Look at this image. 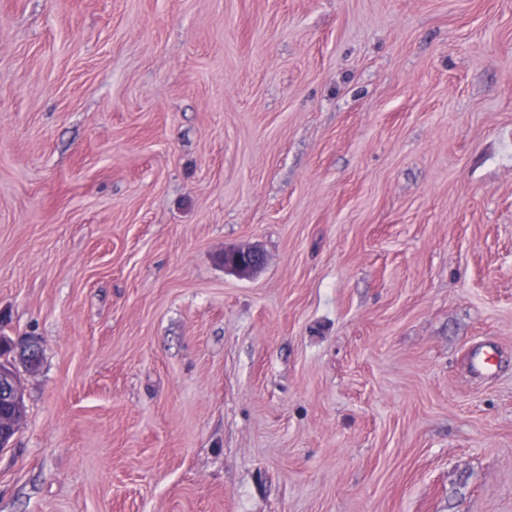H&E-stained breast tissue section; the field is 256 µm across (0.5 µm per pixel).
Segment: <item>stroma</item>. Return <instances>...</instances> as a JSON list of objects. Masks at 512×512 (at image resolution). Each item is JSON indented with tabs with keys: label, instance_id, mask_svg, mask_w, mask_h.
<instances>
[{
	"label": "stroma",
	"instance_id": "1",
	"mask_svg": "<svg viewBox=\"0 0 512 512\" xmlns=\"http://www.w3.org/2000/svg\"><path fill=\"white\" fill-rule=\"evenodd\" d=\"M0 336V512H512V0H0ZM262 256L252 249H226L223 256L224 268L230 269L240 276H248L262 264ZM7 347L11 351L2 356L0 355L1 362H3V358L6 355L14 352L15 350L18 351L19 355L22 356L24 358V360H26V362L29 365H35L40 360L41 349L38 345L32 343L31 341L25 340V341H21L20 343H15L12 340L11 341L7 340L6 342L3 340L0 341V352L1 353ZM0 367V401L7 410L0 409V451L7 448L24 417V390L19 377Z\"/></svg>",
	"mask_w": 512,
	"mask_h": 512
}]
</instances>
